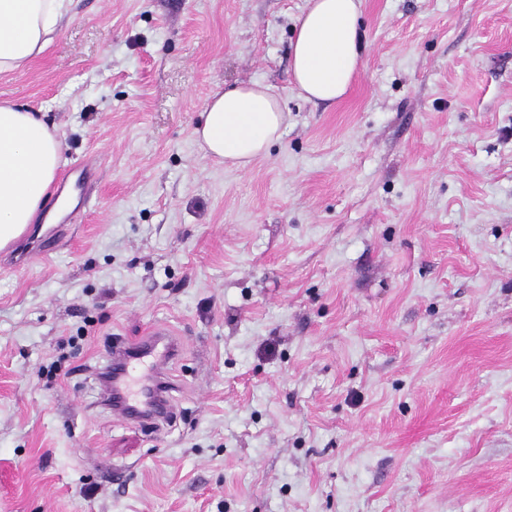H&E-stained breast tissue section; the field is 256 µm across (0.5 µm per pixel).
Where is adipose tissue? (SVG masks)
<instances>
[{
    "label": "adipose tissue",
    "mask_w": 512,
    "mask_h": 512,
    "mask_svg": "<svg viewBox=\"0 0 512 512\" xmlns=\"http://www.w3.org/2000/svg\"><path fill=\"white\" fill-rule=\"evenodd\" d=\"M67 0H0V74L24 69L51 42ZM361 0H308L295 20L292 83L306 99L343 97L363 64ZM287 115L270 87L240 84L207 100L194 136L209 156L246 167L264 156ZM62 144L42 118L0 104V251L33 224L55 180Z\"/></svg>",
    "instance_id": "obj_1"
}]
</instances>
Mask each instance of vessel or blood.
Returning a JSON list of instances; mask_svg holds the SVG:
<instances>
[{
  "mask_svg": "<svg viewBox=\"0 0 512 512\" xmlns=\"http://www.w3.org/2000/svg\"><path fill=\"white\" fill-rule=\"evenodd\" d=\"M182 343L165 326L151 327L146 336L114 345L112 350V413L118 419L154 426L169 414L173 390L167 366Z\"/></svg>",
  "mask_w": 512,
  "mask_h": 512,
  "instance_id": "1",
  "label": "vessel or blood"
}]
</instances>
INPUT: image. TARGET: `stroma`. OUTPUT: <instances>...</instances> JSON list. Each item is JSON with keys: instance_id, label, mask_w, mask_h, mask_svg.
I'll use <instances>...</instances> for the list:
<instances>
[{"instance_id": "35a3bbf8", "label": "stroma", "mask_w": 512, "mask_h": 512, "mask_svg": "<svg viewBox=\"0 0 512 512\" xmlns=\"http://www.w3.org/2000/svg\"><path fill=\"white\" fill-rule=\"evenodd\" d=\"M305 5L69 0L0 76L91 172L0 253V512H512V0H363L333 104L291 82ZM250 82L288 126L230 167L192 131ZM155 324L157 430L100 381ZM182 343L173 331L163 325L152 326L147 336L135 341H124L114 345L112 365L103 374L104 381L112 382L110 400L112 413L121 421L146 425L156 428V422L163 414L170 416L168 394L173 391L167 366L181 351ZM144 358H151V374L153 386L144 393L143 399H132L129 393L128 378L134 364Z\"/></svg>"}]
</instances>
